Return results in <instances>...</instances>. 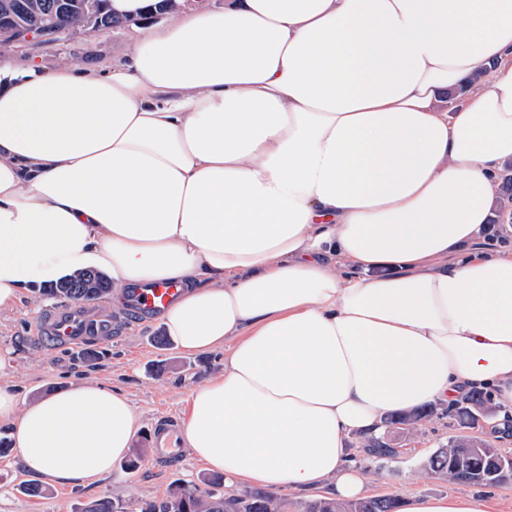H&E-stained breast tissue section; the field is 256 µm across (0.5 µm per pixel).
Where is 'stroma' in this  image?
Masks as SVG:
<instances>
[{"mask_svg": "<svg viewBox=\"0 0 512 512\" xmlns=\"http://www.w3.org/2000/svg\"><path fill=\"white\" fill-rule=\"evenodd\" d=\"M160 23L156 17L148 24L136 22L99 33L78 28L50 43L0 45V64L22 68L33 62L49 73L65 65L97 68L123 62L146 26ZM59 305V300L35 291L0 312V383L13 385L29 402L81 380L111 385L128 397L140 419L132 449L144 457L136 470H127L119 462L111 476L99 482L48 485L41 495L33 496L26 487L39 482V475L22 470L17 451H10L0 457V512H79L102 498L119 503L124 512H140L143 502L165 497L173 487L206 475L204 464L189 452L175 465L158 463L150 437L160 418L182 419L189 393L223 370V352L184 353L173 342L162 341L163 328L157 319L125 326L118 336L94 346L46 350L37 345L34 334L43 315ZM467 433L512 455V427L499 428L490 417L467 431L449 417L447 408L438 407L413 428L385 432V440L402 450L398 461L370 459L362 451L365 439L361 436L351 442L352 458L372 497L462 494L469 492V485L429 477L422 464L434 449Z\"/></svg>", "mask_w": 512, "mask_h": 512, "instance_id": "1", "label": "stroma"}]
</instances>
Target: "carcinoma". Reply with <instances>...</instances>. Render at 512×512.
<instances>
[{
    "label": "carcinoma",
    "mask_w": 512,
    "mask_h": 512,
    "mask_svg": "<svg viewBox=\"0 0 512 512\" xmlns=\"http://www.w3.org/2000/svg\"><path fill=\"white\" fill-rule=\"evenodd\" d=\"M499 202L494 210L492 223H505L504 215L512 212V177L501 180ZM112 289V279L98 270H87L69 275L54 285L43 289V294L75 302H89L106 296ZM483 400L474 396L466 398V405L454 410V416L466 427L475 424V407ZM431 414L429 408L399 412L385 418L391 425H415ZM461 447L460 439L448 441V447L435 449L424 461L423 468L430 476L453 483H470L468 471L471 465L461 468L454 457V449ZM365 454L377 461H394L401 450L393 447L382 437H370L364 444ZM401 505L399 498L387 502V496L367 497L355 500H336L329 497L294 503L286 497L263 490H251L241 494L224 492V478L205 477L193 485H178L166 497L143 503L140 512H388Z\"/></svg>",
    "instance_id": "cac0c4a2"
}]
</instances>
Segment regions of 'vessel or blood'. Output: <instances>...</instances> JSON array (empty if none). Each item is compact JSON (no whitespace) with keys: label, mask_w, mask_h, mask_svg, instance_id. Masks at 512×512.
Here are the masks:
<instances>
[{"label":"vessel or blood","mask_w":512,"mask_h":512,"mask_svg":"<svg viewBox=\"0 0 512 512\" xmlns=\"http://www.w3.org/2000/svg\"><path fill=\"white\" fill-rule=\"evenodd\" d=\"M179 280L151 282L129 288L117 312L93 306L66 307L51 311L38 329V341L50 349L76 348L94 344L121 332L132 320L155 318L178 297ZM158 456L179 459L184 454L176 421H161L151 436Z\"/></svg>","instance_id":"obj_1"}]
</instances>
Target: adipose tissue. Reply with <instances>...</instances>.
I'll return each mask as SVG.
<instances>
[{"instance_id":"ef3b65f1","label":"adipose tissue","mask_w":512,"mask_h":512,"mask_svg":"<svg viewBox=\"0 0 512 512\" xmlns=\"http://www.w3.org/2000/svg\"><path fill=\"white\" fill-rule=\"evenodd\" d=\"M511 161L512 0L176 13L103 72L0 67V311L91 266L181 281L167 336L224 353L182 443L228 487L358 498L348 442L391 412L478 388L512 426V254L473 247ZM0 422L58 486L111 475L140 427L94 381L0 385Z\"/></svg>"}]
</instances>
